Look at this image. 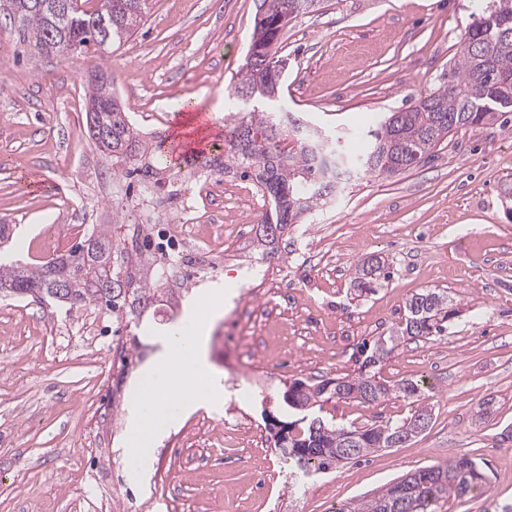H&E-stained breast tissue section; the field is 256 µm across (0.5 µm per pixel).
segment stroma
<instances>
[{
  "label": "stroma",
  "mask_w": 512,
  "mask_h": 512,
  "mask_svg": "<svg viewBox=\"0 0 512 512\" xmlns=\"http://www.w3.org/2000/svg\"><path fill=\"white\" fill-rule=\"evenodd\" d=\"M258 0H151L143 24L98 59L31 52L11 26L0 27V225L10 236L2 258L43 263L73 250L94 226L137 223L145 190L163 196L211 158L157 162L175 141L176 103L201 96L216 122L237 111L227 89L244 60ZM482 0H323L293 19L279 40L288 60L281 98L290 111L337 131L360 130L408 107L448 79ZM101 67L144 134L147 154L114 177L86 128L88 74ZM156 166L142 178L145 165ZM512 176V133L496 125L451 134L431 157L400 174L354 177L303 223L277 255L255 250L254 216H244L242 250L221 268L189 280V297L152 306L123 322L80 304L0 298V512H76L95 498L109 512H334L419 468L469 456L486 462L483 493L450 498L438 512H502L512 505V204L499 191ZM322 242L304 269L288 276V298L259 336L231 339L248 290L287 266L305 234ZM385 260L391 278L359 294L363 259ZM232 299L210 328L207 355L224 402L201 407L163 433L142 473L127 466L128 413L138 378L152 365L158 338L189 317L205 289ZM447 290L461 310L444 335L402 343L379 367L382 378L422 380L432 407L428 427L406 448H390L338 467L297 492L289 460L273 446L263 410L279 413L283 384L353 373L362 343L390 335L406 300ZM58 324L40 352V329ZM141 347L121 363L122 344ZM269 363L258 373L247 345ZM493 396L490 416L478 415ZM337 423L363 425L408 415L407 400L326 404ZM242 415L249 442L211 445L228 412Z\"/></svg>",
  "instance_id": "35a3bbf8"
}]
</instances>
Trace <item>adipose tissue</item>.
<instances>
[{"instance_id":"ef3b65f1","label":"adipose tissue","mask_w":512,"mask_h":512,"mask_svg":"<svg viewBox=\"0 0 512 512\" xmlns=\"http://www.w3.org/2000/svg\"><path fill=\"white\" fill-rule=\"evenodd\" d=\"M193 324L168 331L152 366L140 379L129 414L127 456L143 467L153 458L164 431L192 407L221 403L224 387L213 377L206 340L212 322L224 314L223 292L205 293Z\"/></svg>"}]
</instances>
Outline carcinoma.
<instances>
[{
	"label": "carcinoma",
	"instance_id": "1",
	"mask_svg": "<svg viewBox=\"0 0 512 512\" xmlns=\"http://www.w3.org/2000/svg\"><path fill=\"white\" fill-rule=\"evenodd\" d=\"M10 2L15 19L9 23L19 36L32 35L39 51L54 49L53 43L43 44L51 36L80 54L102 58L109 47L121 44L141 25L148 0H97L95 9L67 16L59 9L61 0ZM320 2L259 0L251 44L232 90L241 101L240 111L224 121L227 162L220 161L218 166L250 178L267 198L270 211L260 224L257 244L272 251L286 230L339 189L337 176L350 178L360 171L392 176L429 157L455 130L495 123L506 128L512 122V0H488L467 30L447 82L366 130L351 132L350 136L364 140L360 151L337 148L335 128L319 131L280 102L286 61L277 56L276 44L292 19L317 11ZM103 11L112 19L108 41L95 23ZM85 95L93 125L108 133L103 139L93 132L95 128L88 129L102 152L119 163L145 151L140 130L115 97L113 81L102 74L93 77ZM140 237L138 225L127 244L114 238L110 225L95 227L67 255L45 263L0 265V293L105 308L117 319L140 318L164 292V268L149 258V245ZM390 277L386 264L371 258L356 266L353 282L359 292L369 293ZM58 282L66 283L67 292L58 294ZM457 314L446 291L417 292L406 301L395 331L374 341L357 374L315 383L296 379L285 387L280 406L296 419L288 422L274 416L272 421L277 428L274 447L291 461L289 488L295 490L377 450L410 445L431 416L430 404L423 397L424 381L390 383L371 367L390 357L407 337L442 335ZM392 395L414 405L406 417L396 421L345 428L336 424L334 416L321 414L323 406L332 401L357 399L376 404ZM487 484L481 462L454 457L410 472L372 497L345 504L336 512H437L440 500L470 495Z\"/></svg>",
	"mask_w": 512,
	"mask_h": 512
}]
</instances>
